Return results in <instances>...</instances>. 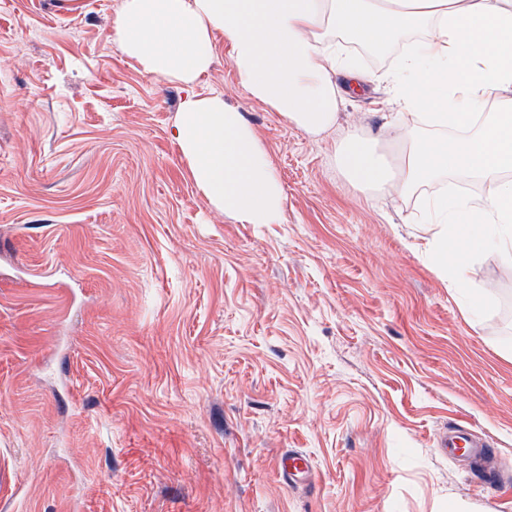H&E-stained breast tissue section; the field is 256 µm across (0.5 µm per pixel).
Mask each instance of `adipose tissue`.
Instances as JSON below:
<instances>
[{
  "instance_id": "1",
  "label": "adipose tissue",
  "mask_w": 512,
  "mask_h": 512,
  "mask_svg": "<svg viewBox=\"0 0 512 512\" xmlns=\"http://www.w3.org/2000/svg\"><path fill=\"white\" fill-rule=\"evenodd\" d=\"M219 36L250 97L313 136L335 127L346 87L363 78L341 41L387 47L412 37L381 102L394 153L353 132L336 144V160L366 194L407 195L448 174L481 179L480 198L426 202L425 250L450 268L455 288L467 285L470 259L492 250L512 261V0H123L114 27L122 53L145 73L186 85L209 72ZM490 102L495 111H486ZM402 111L435 136L405 125ZM174 129L215 210L243 224L281 222L283 187L239 108L219 94H191Z\"/></svg>"
}]
</instances>
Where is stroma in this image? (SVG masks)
Returning a JSON list of instances; mask_svg holds the SVG:
<instances>
[{"label":"stroma","instance_id":"1","mask_svg":"<svg viewBox=\"0 0 512 512\" xmlns=\"http://www.w3.org/2000/svg\"><path fill=\"white\" fill-rule=\"evenodd\" d=\"M122 0H0V512H512V264L451 290L416 223L441 182L365 197L334 135L252 99L217 44L193 87L112 39ZM337 127L380 135L395 52ZM260 134L281 223L241 224L173 138L186 92ZM488 440L496 485L442 456ZM305 452L309 480L275 468ZM437 448L444 454L462 455L473 458H485L489 455V445L469 433L465 425H457L449 428L436 437Z\"/></svg>","mask_w":512,"mask_h":512}]
</instances>
